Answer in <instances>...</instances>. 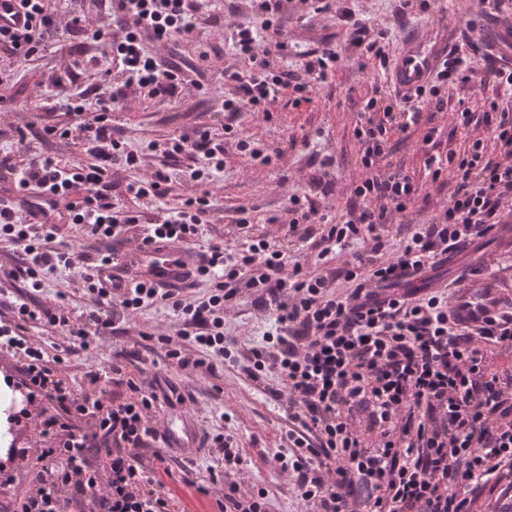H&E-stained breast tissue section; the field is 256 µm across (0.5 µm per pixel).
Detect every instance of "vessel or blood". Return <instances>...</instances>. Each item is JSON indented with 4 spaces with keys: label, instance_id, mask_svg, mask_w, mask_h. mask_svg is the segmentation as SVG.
<instances>
[{
    "label": "vessel or blood",
    "instance_id": "vessel-or-blood-1",
    "mask_svg": "<svg viewBox=\"0 0 512 512\" xmlns=\"http://www.w3.org/2000/svg\"><path fill=\"white\" fill-rule=\"evenodd\" d=\"M450 49L448 39L422 32L408 39L396 57L390 80L395 88L411 91L425 85L436 72ZM193 255L185 247L167 243H152L137 247L128 265L130 272L163 284L179 283L190 271ZM500 291L491 282L479 288L457 289L452 307L463 320H482L498 306ZM199 429L195 423L180 417L168 422L163 433L172 447L194 448Z\"/></svg>",
    "mask_w": 512,
    "mask_h": 512
}]
</instances>
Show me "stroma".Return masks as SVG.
Listing matches in <instances>:
<instances>
[{"instance_id":"stroma-1","label":"stroma","mask_w":512,"mask_h":512,"mask_svg":"<svg viewBox=\"0 0 512 512\" xmlns=\"http://www.w3.org/2000/svg\"><path fill=\"white\" fill-rule=\"evenodd\" d=\"M200 13L206 19L194 40L179 39L165 44L150 43V50L163 61H198L204 69L200 87H188L174 101H159L141 90L129 91L123 108L112 114V124L119 135L138 150L142 157L139 171L114 168L110 194L112 203L139 211L141 224L178 210L191 186L174 179L168 193L155 201L136 202L127 198L124 188L138 174L150 173L160 166L181 172L189 166L185 157L165 158L162 153L166 139L194 134L198 128H210L223 134L224 113L221 90L224 69L239 65L230 37L235 24L260 26L251 0H198ZM398 0H336L333 11L312 15L305 0H286L278 21L283 30L287 49L275 57L282 71L299 70L307 55L330 43L338 45L341 59L326 81H312L307 102L292 105L280 100L272 116L244 111L238 114L239 134L269 145L281 153L272 165L250 164L241 159L234 142H226L224 171L207 184L211 211L201 237L194 248L198 251L217 246L229 250L240 248L247 237H263L288 248L291 260L300 261L307 269L316 267V250L310 243L289 241L286 212L288 197L294 193L308 195L320 209L326 222L335 224L358 216L361 206L351 196L353 184L364 176L360 164V146L353 136L363 100L374 93L392 94L394 87L389 73L377 60L366 56L363 49L351 46L348 33L338 18L341 9L351 10L357 18L366 20L371 31H388L387 52L397 57L405 40L419 31H452L453 44L461 52L476 54L477 60L464 83L447 85L448 107L431 113V123L440 132L438 152L461 150L471 139L491 140V130L484 125L467 128L456 125L455 112L469 109L485 112L486 102L498 99L500 87L485 56L491 46L489 38L498 22L512 19V0H430L427 11L408 10L399 14ZM112 57L106 43L89 44L67 33L49 40L32 60H16L0 52V155L16 154L20 147L54 157L61 163L83 159L85 152L74 141L45 134L48 126H67L71 117L62 100L63 91L82 92L86 107L95 110L100 94L98 87L104 69L111 67ZM393 153L389 160L394 167L423 180V145L418 134H393ZM332 167H325V160ZM453 184H428L402 224H388L385 235L392 242L408 236L413 225L424 224L447 205ZM252 214L250 230H240L235 220L240 208ZM512 237V227L502 225L482 241L483 254L489 259L486 273H472L471 251L452 258L444 279L448 283L463 282L480 287L485 278L498 285L502 298L512 297V251L505 249V239ZM178 316L162 305L133 313L110 334L95 337L89 348L71 346L67 336L48 333L37 327H26L24 334L48 354L65 353L61 375L76 393H96L105 399H126L130 392L122 375L104 374L90 380L91 369L111 359L113 353L131 349L140 342L142 333L153 330L175 333ZM272 321L257 310L251 298H242L225 326L236 336L242 349L262 341ZM20 359L0 352V373L13 383L22 402L14 412V427L21 447L14 459L0 460V469L16 474L18 484H25L24 465L34 463L46 443L39 433L44 420L53 414L52 404L43 397L31 396L18 372ZM145 381L154 377L167 379L176 387L181 398L175 407H162L156 421L165 423L188 416L200 431L223 432L237 442L243 463L224 476L225 481L237 482L241 488L254 485L265 487L271 500V512H300L294 486L282 474L276 456L284 444L281 434L286 426L283 409L278 402L246 378L239 369L221 366L215 374L187 373L158 361L155 353L142 352L140 360L129 367ZM170 477L165 480L178 512H213L214 498L181 480L185 461L181 449H167Z\"/></svg>"}]
</instances>
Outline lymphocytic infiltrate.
Returning a JSON list of instances; mask_svg holds the SVG:
<instances>
[{
    "label": "lymphocytic infiltrate",
    "instance_id": "lymphocytic-infiltrate-1",
    "mask_svg": "<svg viewBox=\"0 0 512 512\" xmlns=\"http://www.w3.org/2000/svg\"><path fill=\"white\" fill-rule=\"evenodd\" d=\"M283 2L253 0L261 27L236 29L234 46L249 66L224 73L234 88L222 103L228 114L245 108L273 112L286 93L301 104L307 76L327 79L340 59L327 44L312 52L302 74L276 70L271 58L286 48L275 21ZM111 3L120 29L112 39V62L121 77L103 74L109 94L98 112L89 116L83 106H73L75 121L65 130L82 143L92 163L37 157L17 164L0 156V178L13 177L22 192L16 201L0 199V242L23 244L24 261L8 276L29 284L25 294L8 302L16 321L0 325V349L23 354L19 372L25 385L56 409L43 429L55 436L54 445L28 466V491L1 505L0 512H69L84 503L90 512H175L159 478L168 469L166 456L132 454L157 440L154 413L170 395L132 376L125 400L76 395L58 373L62 356L46 359L25 338V324L61 331L85 349L90 336L116 330L132 312L164 304L177 314L180 328L172 335L145 334V341L159 348L167 364L212 374L218 364L239 365L238 340L227 333L224 314L245 295L273 325L262 343L250 348L242 371L258 384L277 381L269 394L283 406L288 424V450L277 460L291 475L304 512H483L484 492L503 484L512 489V373L502 375L494 367L498 353L512 352V303L484 322L464 323L455 318L447 289L434 282L449 253L487 236L501 223L506 200H512V67L497 69L506 97L489 104L498 159L487 158L479 139L460 154L427 155L431 181L451 177L456 186L447 206L398 246L389 247L378 228L404 216L421 187L385 164L391 135L420 125L422 109L443 111L442 87L467 81L473 60L456 49L447 67L412 92L407 109L398 112L374 98L362 103L353 130L365 169L352 190L364 204L358 218L325 225L309 200L289 196V234L302 224H321L317 257L344 253L342 267L311 274L301 263H289L283 249L258 239L231 252L212 247L199 253L194 273L179 286L134 276L120 284L108 270L139 217L110 201L106 177L115 166L137 167L140 158L115 138L111 112L134 86L162 100L181 96L195 64L161 61L145 41L194 39L200 17L195 0ZM21 5L26 26L0 29V49L14 57L32 58L61 31L75 38L101 36L83 13L82 0H69L62 25L47 13L44 0H21ZM163 153L193 158L188 178L197 184L224 170V143L206 130L168 140ZM44 194L55 198L54 216L34 210V198ZM209 211L207 194L188 195L175 214L157 217L143 239L192 245ZM62 224L82 225L107 246L83 266L90 305L77 317L40 298L45 275L75 265L69 246L55 240ZM339 278L352 284L347 295L333 288ZM196 288L204 289L202 298L193 297ZM78 419L89 420V428H74ZM99 458L106 460L105 468L96 466ZM215 506V512H269L267 490L257 485L245 491L232 482Z\"/></svg>",
    "mask_w": 512,
    "mask_h": 512
}]
</instances>
